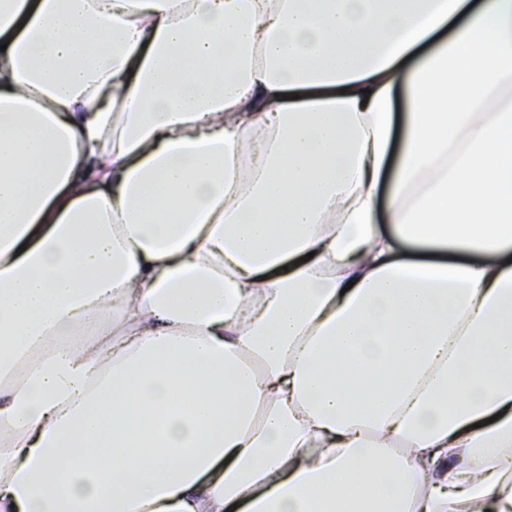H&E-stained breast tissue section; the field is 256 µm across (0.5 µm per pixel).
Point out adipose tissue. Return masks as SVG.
<instances>
[{
    "instance_id": "obj_1",
    "label": "adipose tissue",
    "mask_w": 512,
    "mask_h": 512,
    "mask_svg": "<svg viewBox=\"0 0 512 512\" xmlns=\"http://www.w3.org/2000/svg\"><path fill=\"white\" fill-rule=\"evenodd\" d=\"M0 512H512V0H0Z\"/></svg>"
}]
</instances>
